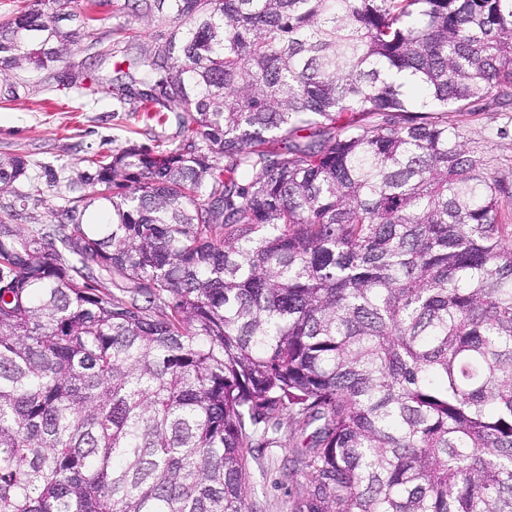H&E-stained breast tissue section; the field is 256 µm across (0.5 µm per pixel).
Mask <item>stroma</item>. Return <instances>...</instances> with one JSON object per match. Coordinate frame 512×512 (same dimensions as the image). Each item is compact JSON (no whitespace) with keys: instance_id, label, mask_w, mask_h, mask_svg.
Returning <instances> with one entry per match:
<instances>
[{"instance_id":"stroma-1","label":"stroma","mask_w":512,"mask_h":512,"mask_svg":"<svg viewBox=\"0 0 512 512\" xmlns=\"http://www.w3.org/2000/svg\"><path fill=\"white\" fill-rule=\"evenodd\" d=\"M74 8L93 17L94 37L102 44H109L113 30L121 26L134 29L140 40L132 49L103 60L86 46L75 48L67 63L84 74L82 88L61 81L48 83L43 75L26 73L18 82L16 97L0 101V157H23L29 174L41 183L40 200L29 206L28 217L21 221L27 230L35 222H49L52 213L68 207L71 192L56 186L53 179L75 177L86 170L88 157L114 152L130 139L148 145L157 139L171 146L178 143L175 122L157 124L98 91L100 80L113 76L116 63L138 56L142 48L166 37L170 24L141 22L129 0H103L99 6L93 0H76ZM486 103V111L462 117L458 126L480 143L490 172L512 185V105L491 97ZM307 436V431H293L282 447L265 449L260 462L251 464L248 495L262 512H289L290 500L303 479L297 472L283 475L282 467L295 459Z\"/></svg>"}]
</instances>
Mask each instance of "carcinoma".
<instances>
[{
	"mask_svg": "<svg viewBox=\"0 0 512 512\" xmlns=\"http://www.w3.org/2000/svg\"><path fill=\"white\" fill-rule=\"evenodd\" d=\"M70 4L0 22V100L86 39ZM134 11L173 31L105 93L178 144L28 234L0 159V512H261L253 449L316 422L291 512H512L508 187L448 124L512 98V0Z\"/></svg>",
	"mask_w": 512,
	"mask_h": 512,
	"instance_id": "obj_1",
	"label": "carcinoma"
}]
</instances>
